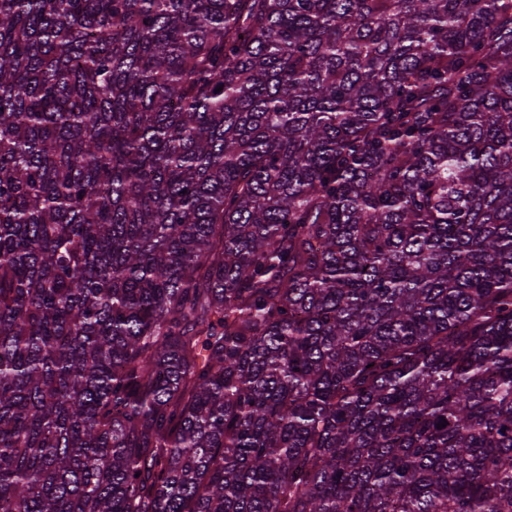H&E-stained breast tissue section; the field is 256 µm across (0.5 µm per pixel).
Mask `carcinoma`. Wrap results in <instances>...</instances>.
<instances>
[{
	"label": "carcinoma",
	"mask_w": 512,
	"mask_h": 512,
	"mask_svg": "<svg viewBox=\"0 0 512 512\" xmlns=\"http://www.w3.org/2000/svg\"><path fill=\"white\" fill-rule=\"evenodd\" d=\"M0 504L512 512V0H0Z\"/></svg>",
	"instance_id": "cac0c4a2"
}]
</instances>
